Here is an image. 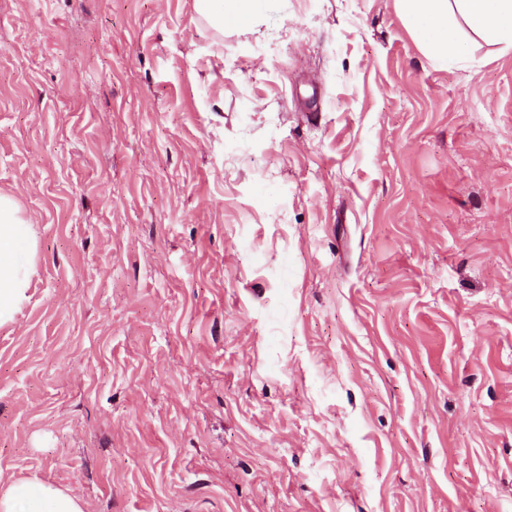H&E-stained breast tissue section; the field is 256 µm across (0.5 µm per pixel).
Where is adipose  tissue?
<instances>
[{
    "label": "adipose tissue",
    "mask_w": 512,
    "mask_h": 512,
    "mask_svg": "<svg viewBox=\"0 0 512 512\" xmlns=\"http://www.w3.org/2000/svg\"><path fill=\"white\" fill-rule=\"evenodd\" d=\"M216 27L251 28L265 0H196ZM421 50L441 67L459 66L468 51L459 24L482 40L512 51V0H396ZM34 249L29 226L9 196L0 194V325L13 320L26 299L30 273L24 258ZM0 512H84L82 504L37 478L0 491Z\"/></svg>",
    "instance_id": "ef3b65f1"
}]
</instances>
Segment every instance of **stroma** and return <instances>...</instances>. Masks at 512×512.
I'll list each match as a JSON object with an SVG mask.
<instances>
[{"label":"stroma","instance_id":"35a3bbf8","mask_svg":"<svg viewBox=\"0 0 512 512\" xmlns=\"http://www.w3.org/2000/svg\"><path fill=\"white\" fill-rule=\"evenodd\" d=\"M0 488L512 512V52L396 0H0ZM198 12L216 27L245 30L262 12L265 0H196ZM33 250L29 225L16 202L0 194V325L12 321L26 299L30 266L24 257Z\"/></svg>","mask_w":512,"mask_h":512}]
</instances>
